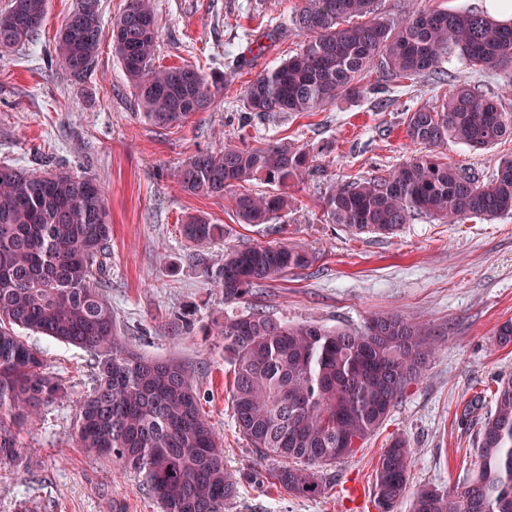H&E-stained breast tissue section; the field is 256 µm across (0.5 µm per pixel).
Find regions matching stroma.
Masks as SVG:
<instances>
[{"label": "stroma", "mask_w": 512, "mask_h": 512, "mask_svg": "<svg viewBox=\"0 0 512 512\" xmlns=\"http://www.w3.org/2000/svg\"><path fill=\"white\" fill-rule=\"evenodd\" d=\"M125 3L99 0L103 39L83 82L74 81L54 54L56 32L80 0H49L35 40L0 52V164L37 174L63 167L101 184L112 215L102 283L117 332L134 350L177 360L193 373L228 467L255 465L256 457L234 419L233 364L220 334L225 318L259 309L291 324L354 329L373 314L397 312L429 322L444 336L426 374L406 387L356 457L337 463L321 497L246 483L226 512H378L376 465L397 437L414 451L410 489L447 490L470 478L496 383L512 376V344L500 345L495 336L512 319V213L458 224L422 215L385 237L332 224L323 202L330 184L388 175L414 155L407 115L439 105L450 82L418 77L383 95L342 99L318 112L277 113L244 126L239 118L250 81L295 54L304 40L291 23L298 0H153L156 65L190 63L204 76L226 78L207 111L162 130L144 121L112 51V23ZM423 7L480 10L484 0H378L376 14L395 22ZM447 69L498 96L512 112V95L505 92L512 72L479 73L457 60ZM228 140L303 146L321 171L289 187L294 207L273 224H241L224 200L186 193L172 176L197 150ZM438 153L484 180L512 159V138L486 151L451 141ZM198 214L227 230L209 248L211 259L228 247L285 242L306 248L314 262L255 295L225 301L179 230ZM36 343L67 383L69 397L51 405L43 421L21 426L23 462L0 469V512H15L26 497L36 498L41 512H160L138 475L78 445L74 402L90 387L89 354L47 336Z\"/></svg>", "instance_id": "1"}]
</instances>
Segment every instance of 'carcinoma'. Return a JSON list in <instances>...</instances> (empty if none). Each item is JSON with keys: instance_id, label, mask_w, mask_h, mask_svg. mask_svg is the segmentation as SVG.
Wrapping results in <instances>:
<instances>
[{"instance_id": "1", "label": "carcinoma", "mask_w": 512, "mask_h": 512, "mask_svg": "<svg viewBox=\"0 0 512 512\" xmlns=\"http://www.w3.org/2000/svg\"><path fill=\"white\" fill-rule=\"evenodd\" d=\"M376 0H300L293 24L307 36L300 49L256 76L245 93L250 117L315 112L341 98L357 100L378 67L384 81L443 80L454 59L482 72L512 68V23L482 11L416 9L398 25L375 15ZM48 0H10L0 11V48L38 34ZM99 11L73 30L62 24L54 53L82 81L94 68ZM158 21L151 0H127L113 23L112 50L149 125L170 129L206 110L223 93L191 65L156 66ZM406 133L423 148L387 176L331 186L325 198L334 224L352 233L389 235L426 215L445 224L512 212V160L485 182L441 161L452 139L486 150L512 136V112L460 80L438 108L409 113ZM304 147L232 141L199 150L175 172L192 195L218 197L241 224H269L292 207L288 187L310 174ZM272 186L252 194L247 185ZM195 258L226 229L202 215L182 225ZM112 235L103 187L87 176L49 179L0 165V467L22 461L14 425L33 424L68 397L45 352L18 330L85 349L92 387L77 402L80 447L138 473L163 512H225L242 482L270 478L288 493L322 495L336 463L353 458L375 434L406 386L419 380L435 351L436 330L422 320L377 314L359 329L288 324L260 310L224 319V351L233 360L231 402L239 432L269 469L229 468L193 375L182 363L147 358L118 336L98 274ZM310 253L286 243L224 251L212 270L224 301L245 298L291 270L311 266ZM473 477L452 490L422 486L411 512H512V377L497 382L494 410L480 429ZM413 449L392 440L380 456L374 496L395 512L408 489Z\"/></svg>"}]
</instances>
